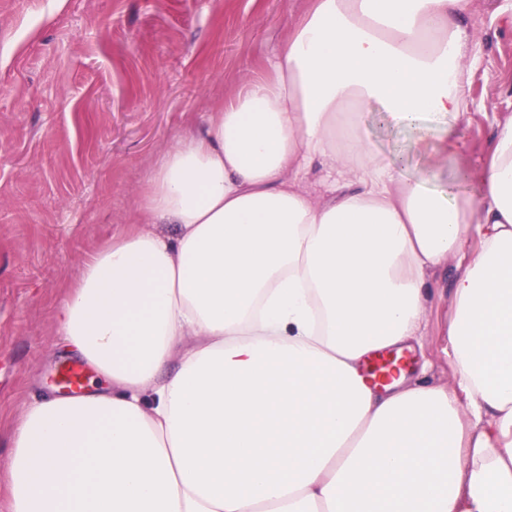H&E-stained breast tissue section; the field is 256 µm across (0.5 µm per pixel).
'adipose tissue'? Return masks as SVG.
Returning <instances> with one entry per match:
<instances>
[{
    "mask_svg": "<svg viewBox=\"0 0 512 512\" xmlns=\"http://www.w3.org/2000/svg\"><path fill=\"white\" fill-rule=\"evenodd\" d=\"M483 54L471 0H309L58 306L108 386L25 409L10 512H512V119L454 164ZM449 266L451 385L372 382Z\"/></svg>",
    "mask_w": 512,
    "mask_h": 512,
    "instance_id": "1",
    "label": "adipose tissue"
}]
</instances>
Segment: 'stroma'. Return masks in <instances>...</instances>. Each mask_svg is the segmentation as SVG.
<instances>
[{"mask_svg":"<svg viewBox=\"0 0 512 512\" xmlns=\"http://www.w3.org/2000/svg\"><path fill=\"white\" fill-rule=\"evenodd\" d=\"M308 0H0V453L24 408L60 393L54 313L126 228L144 177L216 102L266 74ZM472 0L485 54L461 127L475 162L512 118V23ZM452 269L436 274L401 365L452 381Z\"/></svg>","mask_w":512,"mask_h":512,"instance_id":"obj_1","label":"stroma"}]
</instances>
